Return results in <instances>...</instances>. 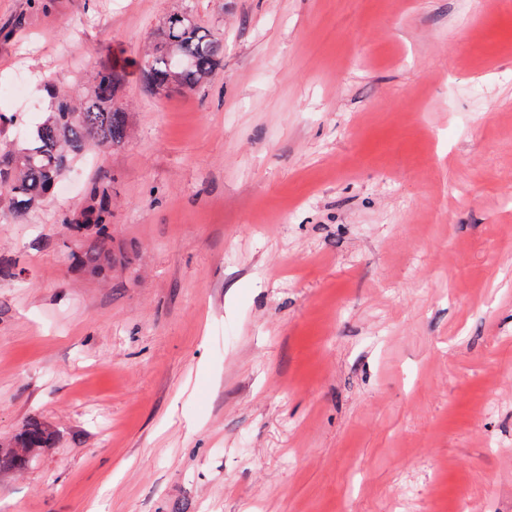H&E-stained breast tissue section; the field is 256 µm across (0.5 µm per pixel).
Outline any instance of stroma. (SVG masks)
I'll list each match as a JSON object with an SVG mask.
<instances>
[{"instance_id":"1","label":"stroma","mask_w":512,"mask_h":512,"mask_svg":"<svg viewBox=\"0 0 512 512\" xmlns=\"http://www.w3.org/2000/svg\"><path fill=\"white\" fill-rule=\"evenodd\" d=\"M50 2L0 0V150L109 65L131 131L0 203V444L53 435L0 512H512V0ZM186 9L224 66L151 92ZM110 176L107 172H102L98 182L94 184L91 192V201L82 212L80 218L71 219L65 216L62 224L77 234L85 231H94L100 243L109 239L111 236L112 222L110 220L111 210L108 208L109 182Z\"/></svg>"}]
</instances>
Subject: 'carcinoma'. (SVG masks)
I'll list each match as a JSON object with an SVG mask.
<instances>
[{"mask_svg":"<svg viewBox=\"0 0 512 512\" xmlns=\"http://www.w3.org/2000/svg\"><path fill=\"white\" fill-rule=\"evenodd\" d=\"M224 42L199 25L187 12L169 14L156 33V48L138 61L146 86L159 92L195 89L207 83L221 69ZM125 81L114 68L98 71L86 94H59L51 82L44 84L55 100L53 110L34 134L13 150L0 154V197L21 215L48 197L63 178L69 163L92 146L115 147L128 136V114L116 106ZM110 176L103 172L94 184L91 201L80 218L64 217L62 223L77 234L92 231L98 240L111 236L108 208ZM78 263L98 267L109 260L100 248L74 256ZM50 433L38 421L27 424L14 444L0 450V468L23 469Z\"/></svg>","mask_w":512,"mask_h":512,"instance_id":"obj_1","label":"carcinoma"}]
</instances>
